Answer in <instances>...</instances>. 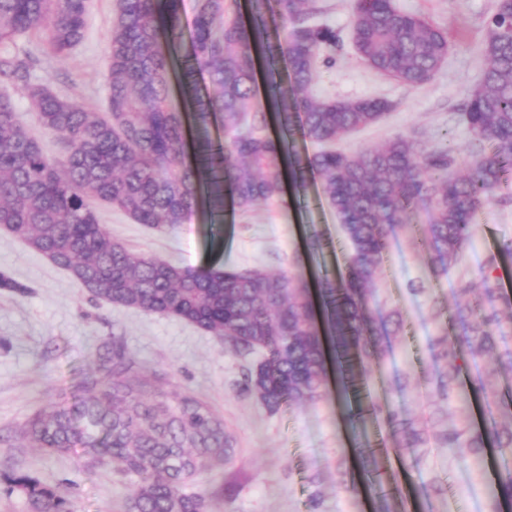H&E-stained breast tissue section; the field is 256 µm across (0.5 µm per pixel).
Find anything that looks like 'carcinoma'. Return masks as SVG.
<instances>
[{
  "mask_svg": "<svg viewBox=\"0 0 512 512\" xmlns=\"http://www.w3.org/2000/svg\"><path fill=\"white\" fill-rule=\"evenodd\" d=\"M182 0H116L108 35L107 112H91L30 82L27 59L9 50L28 35L66 55L85 32L86 0H0V77L21 86L37 121L64 144L49 156L0 96V228L67 271L92 299L185 321L224 339L232 350L260 354L244 390L269 411L320 400L331 365L361 379L387 354L378 328L398 336L399 311L381 314L376 280L392 226L421 209L432 262L445 273L469 249L475 215L512 170V0H498L484 20L487 67L463 107L478 144L465 172L454 153L424 149L396 135L357 153L299 151L294 135L324 144L373 125L392 109L381 98H322L311 87L318 58L336 47V30L314 22L317 0H250L248 15L225 18L228 0H197L183 53ZM351 39L363 62L409 87L430 82L448 56L447 34L393 0H353ZM285 62L287 78L279 63ZM264 86L268 114L252 109ZM224 137L213 139L210 128ZM336 211L352 251L345 271L311 287L301 274L215 266L181 267L135 253L100 224L96 204L151 227L186 223L200 208L220 222L224 205L246 212L261 202L299 197L310 178ZM471 296L454 294L459 329L435 339L444 369L434 395L460 413L473 397L489 416L481 425L453 422L434 432L405 410L373 402L389 452L416 456L434 446L477 465L494 445L503 467L489 486L487 512L512 502V400L498 397L482 369L495 358L512 375V296L484 276ZM88 396L51 403L25 426L36 448L81 452L98 466L137 478L126 512H207L206 498L185 489L197 473L231 460L236 438L205 400L159 377H137L117 342L103 344ZM7 480L32 512H73L58 490L26 474Z\"/></svg>",
  "mask_w": 512,
  "mask_h": 512,
  "instance_id": "carcinoma-1",
  "label": "carcinoma"
}]
</instances>
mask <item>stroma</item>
<instances>
[{"label":"stroma","instance_id":"1","mask_svg":"<svg viewBox=\"0 0 512 512\" xmlns=\"http://www.w3.org/2000/svg\"><path fill=\"white\" fill-rule=\"evenodd\" d=\"M397 8L426 15L448 34L447 60L429 83L409 88L379 75L360 60L349 41V0H320L319 22L343 38L341 50L321 62L316 95L336 98H384L392 109L377 124L336 140L337 150L353 153L396 135L431 147L448 136L460 165H467L476 142L463 120L462 105L480 83L487 61L482 51L483 20L495 0H394ZM115 0H89L83 40L65 57L46 53L35 37L18 44L35 59L32 80L60 96L101 112L106 104L107 34ZM101 222L134 252L187 267L235 266L269 272L336 274L350 247L336 212L311 182L305 196L285 195L248 212L225 208L221 224L198 212L184 224L157 231L134 223L123 212L103 206ZM318 233L328 244L309 253L306 237ZM512 242V173L505 175L493 200L476 215L473 237L456 271L444 274L430 264L417 233L394 226L391 246L377 280L380 307L399 310L402 335L389 337L390 351L370 365V396L408 409L419 422L430 415L456 419L446 403L433 398L426 381L436 369L432 340L439 334L437 314H451L458 275L480 284L491 266L498 284L512 277V258L503 254ZM30 285L24 296L0 290V477L28 474L68 497L74 512H124L134 490L132 479L108 467L91 466L88 457L48 453L32 447L22 429L45 406L72 401L80 382L96 367V348L120 336L133 370L157 373L168 382L207 400L237 440L231 462L195 476L188 491L203 494L208 512H309L319 494V512H372L368 493L349 491L336 482L337 468L357 473L352 446L356 433L386 443L383 429L364 419L352 421L335 400L285 405L269 412L242 389L243 373L253 357L224 348L222 339L183 321L92 300L63 269L0 230V272ZM411 376L406 392L394 381ZM378 467L394 492L392 512H471L484 508L489 484L498 470L495 451L482 469H465L444 448L424 450L418 460L378 456ZM444 482L447 492L431 487Z\"/></svg>","mask_w":512,"mask_h":512}]
</instances>
